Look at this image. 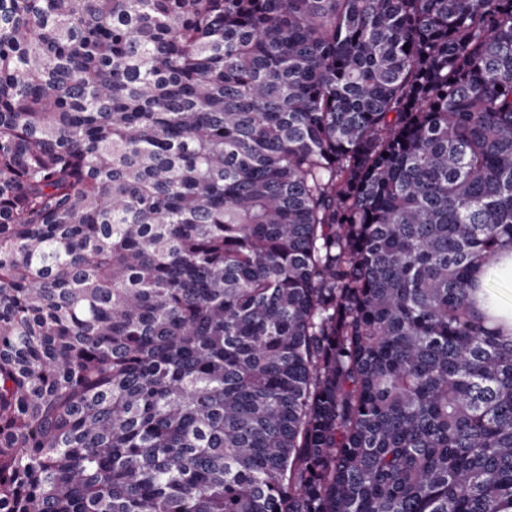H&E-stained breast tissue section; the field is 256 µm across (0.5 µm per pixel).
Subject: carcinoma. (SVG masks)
Returning a JSON list of instances; mask_svg holds the SVG:
<instances>
[{"label":"carcinoma","mask_w":512,"mask_h":512,"mask_svg":"<svg viewBox=\"0 0 512 512\" xmlns=\"http://www.w3.org/2000/svg\"><path fill=\"white\" fill-rule=\"evenodd\" d=\"M506 247L512 0H0V512H512ZM496 272L501 278L512 281V251L510 249L504 250L502 259L496 264ZM496 272L492 270L489 275V292L496 302L502 304L512 302V285L500 279Z\"/></svg>","instance_id":"cac0c4a2"}]
</instances>
